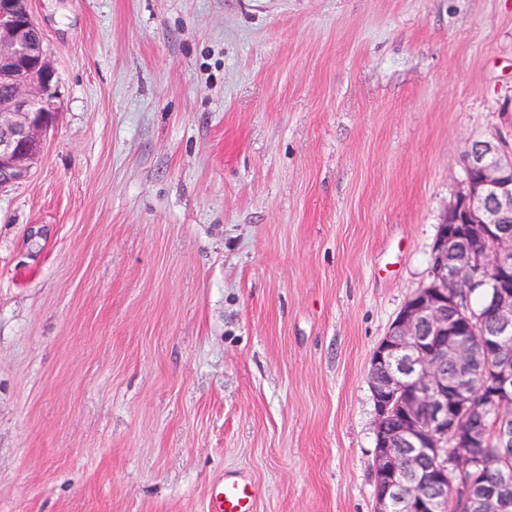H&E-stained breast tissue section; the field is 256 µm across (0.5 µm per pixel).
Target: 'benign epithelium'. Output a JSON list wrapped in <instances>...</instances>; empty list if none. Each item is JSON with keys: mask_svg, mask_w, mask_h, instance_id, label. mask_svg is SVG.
<instances>
[{"mask_svg": "<svg viewBox=\"0 0 512 512\" xmlns=\"http://www.w3.org/2000/svg\"><path fill=\"white\" fill-rule=\"evenodd\" d=\"M54 79L29 6L0 0V189L28 178L40 157L56 118ZM464 161L465 185L432 246L431 281L408 298L371 360L376 512L395 499L427 512L450 493L469 512L512 507L503 471L477 473L458 494L445 451L467 461L486 435L488 413L464 385L481 367L491 372L499 448L512 453V346L501 340L512 335V138L476 139ZM467 287L486 295L478 314L458 304Z\"/></svg>", "mask_w": 512, "mask_h": 512, "instance_id": "1", "label": "benign epithelium"}]
</instances>
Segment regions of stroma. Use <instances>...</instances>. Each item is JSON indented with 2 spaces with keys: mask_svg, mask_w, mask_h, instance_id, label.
<instances>
[{
  "mask_svg": "<svg viewBox=\"0 0 512 512\" xmlns=\"http://www.w3.org/2000/svg\"><path fill=\"white\" fill-rule=\"evenodd\" d=\"M0 191V512H375L372 355L429 284L512 0H29ZM0 0V189L31 175L52 127L55 72L28 1ZM257 489L236 478H224L210 499L208 512H253Z\"/></svg>",
  "mask_w": 512,
  "mask_h": 512,
  "instance_id": "obj_1",
  "label": "stroma"
}]
</instances>
